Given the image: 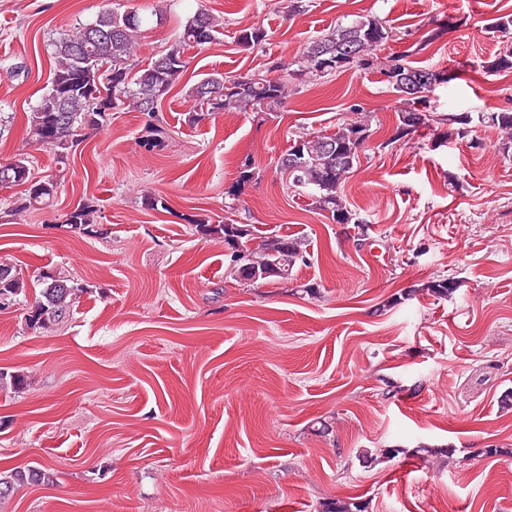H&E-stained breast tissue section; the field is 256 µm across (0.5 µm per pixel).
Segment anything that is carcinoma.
<instances>
[{
	"instance_id": "1",
	"label": "carcinoma",
	"mask_w": 512,
	"mask_h": 512,
	"mask_svg": "<svg viewBox=\"0 0 512 512\" xmlns=\"http://www.w3.org/2000/svg\"><path fill=\"white\" fill-rule=\"evenodd\" d=\"M151 19L137 11L104 10L90 23L75 31L61 30L51 39L50 47L56 60L50 85L29 115L28 135L36 143L54 151L57 162L67 161L70 150L82 137V131L97 129L112 116V111L132 108L147 116L144 124V147L157 143L159 133L154 123L158 101L163 98L187 71L190 60L186 50L211 43L218 34L220 23L205 8H198L186 20L179 39L169 45L147 67L134 70L133 57L138 40L150 27ZM267 30L258 25L237 31L236 41L244 49L253 50L267 41ZM392 38V28L378 17L361 16L350 23L310 42L295 63L279 61L274 70L278 77L266 74L230 77L211 75L188 90L197 104L189 122L198 124L215 112L275 109L284 104L288 82L295 79L324 78L348 70L365 71L377 68L385 82L399 94L401 107L396 112L397 126L393 140L397 141L421 128L448 126L446 134L461 140L472 129L470 119L462 113L438 112L430 105L429 93L439 84L456 79L442 71L410 65L409 54H400L382 62L377 49ZM483 69L491 73L512 70V44L505 45ZM481 123L505 134L503 150L512 149V111L501 110L481 116ZM370 133L369 124L362 120L344 122L330 135L301 134L302 152L291 145L279 160L280 172L288 177L293 188L312 189L315 207L336 224H360L343 198L346 176L357 167ZM5 186H25L16 201L14 212L49 206L57 193V181L45 176L32 177L24 156L0 162V183ZM65 224L72 232L89 235L97 224V209L88 203L77 205L65 214ZM201 237L224 241L231 251L235 273H240L237 260L249 263L246 277L254 283L286 282L294 270L307 262L306 244L300 238L271 235L255 249L249 248L252 230L248 224H236L228 219L212 224L199 215L192 220ZM39 296L25 304L23 317L31 330H47L69 318L85 288L61 274L43 272L39 278ZM26 285L13 267L0 263V300L14 305L25 292ZM458 284L450 278L431 282L428 289L438 298H448ZM54 483V473L45 466L14 468L0 471V501L7 500L27 485ZM320 512H367L366 503L341 499L322 504Z\"/></svg>"
}]
</instances>
